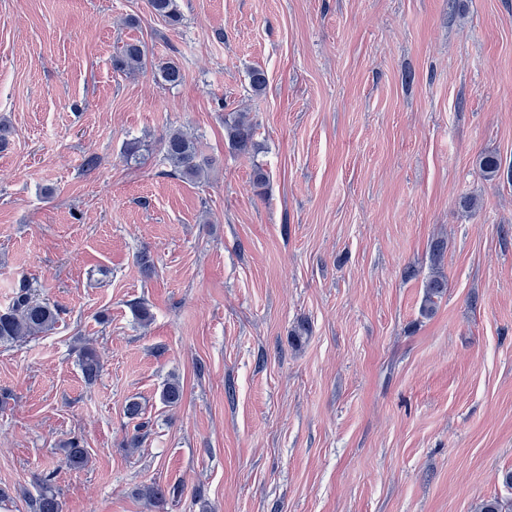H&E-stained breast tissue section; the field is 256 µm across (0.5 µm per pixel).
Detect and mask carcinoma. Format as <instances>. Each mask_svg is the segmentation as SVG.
<instances>
[{
	"label": "carcinoma",
	"instance_id": "carcinoma-1",
	"mask_svg": "<svg viewBox=\"0 0 512 512\" xmlns=\"http://www.w3.org/2000/svg\"><path fill=\"white\" fill-rule=\"evenodd\" d=\"M152 14L159 17L170 27L182 22V14L177 0H147ZM152 61L148 59L146 46L139 40L126 43L119 55L113 60V66L120 71L144 70ZM160 77L170 85H176L183 79L180 66L173 60L155 65ZM224 129L229 146L242 155H252L259 150L256 128L246 114L240 112L224 120ZM160 150L170 167V174L187 180L199 178L209 166V161L201 156L195 140L188 133L177 129L169 130L159 138ZM479 167L487 180L494 179L500 171L497 156L488 154L480 159ZM448 248L441 237L431 241L430 255L433 262L432 272L423 283V297L420 314L433 315L446 294L448 281L441 265ZM59 312L36 298L26 283H21L11 299L9 306L0 311V343L25 341L53 330L58 323ZM79 365L86 382L90 383L99 376L100 360L95 349L86 347L79 355ZM182 398L180 382L168 380L161 391V400L172 406ZM86 461V451L81 441L70 442L65 464L69 468H80ZM55 472H48L40 478V491L32 501L34 512H61V502L54 487ZM170 490L158 483H150L139 489V494L153 502H162Z\"/></svg>",
	"mask_w": 512,
	"mask_h": 512
}]
</instances>
